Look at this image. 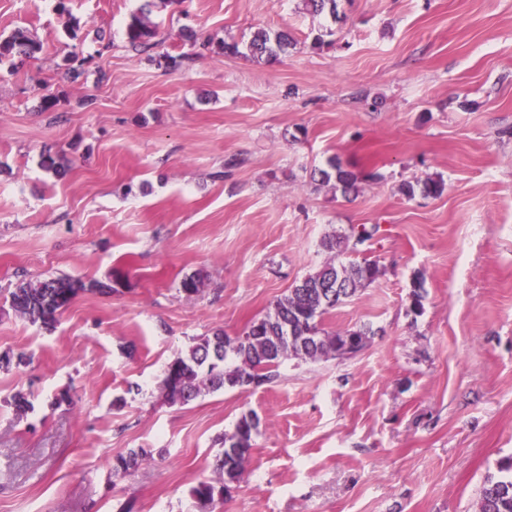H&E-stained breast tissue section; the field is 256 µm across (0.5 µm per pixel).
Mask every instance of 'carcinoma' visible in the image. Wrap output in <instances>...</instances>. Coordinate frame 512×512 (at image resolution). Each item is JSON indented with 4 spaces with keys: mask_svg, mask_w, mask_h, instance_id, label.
<instances>
[{
    "mask_svg": "<svg viewBox=\"0 0 512 512\" xmlns=\"http://www.w3.org/2000/svg\"><path fill=\"white\" fill-rule=\"evenodd\" d=\"M174 0H146V4L130 15L125 26L127 43L133 48L147 50L153 47L154 25L149 21L150 7L167 5ZM292 45V37L285 31L271 33L256 30L245 46L210 38L202 48L227 57H245L255 61L270 60L284 53ZM39 45L24 30L18 29L5 38L0 37V62L18 57H32ZM333 172H322V180H335L343 194L356 191L358 176L340 162L331 163ZM445 191L441 179L428 178L416 184L407 183L400 192L411 198L415 193L436 198ZM376 224H360L348 233L336 232L324 238L322 245L329 252H346L361 256L346 263L330 260L320 268L297 281L288 293L279 298L263 317L251 321L244 334L228 336L217 330L202 336L188 352L168 364L164 375L178 371L180 395L163 392L172 404L186 405L191 401L225 388H257L272 379L275 368L294 359L313 362L334 359L339 345L348 338L356 339L366 347L377 331L368 325L328 333L320 329L323 315L353 298L362 289L384 275V269L375 260L363 256L362 246L378 232ZM123 281L114 277L109 282H83L66 276L23 280L10 292V306L31 323L51 330L59 315L83 292L112 294L119 292ZM12 405L22 416L32 409L30 393L20 389L12 395ZM259 418L253 412L244 413L234 429L224 434V452L214 464L222 477L220 484L203 478L193 486L191 494L199 512H212L215 497L224 486L239 482L245 473V464L251 449L238 448L233 440L243 435L252 440L259 430ZM151 459L145 448L130 451L115 458L112 473L131 475L142 462ZM478 512H512V463L500 469L499 476L485 479L480 491Z\"/></svg>",
    "mask_w": 512,
    "mask_h": 512,
    "instance_id": "obj_1",
    "label": "carcinoma"
}]
</instances>
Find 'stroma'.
<instances>
[{
    "label": "stroma",
    "instance_id": "stroma-1",
    "mask_svg": "<svg viewBox=\"0 0 512 512\" xmlns=\"http://www.w3.org/2000/svg\"><path fill=\"white\" fill-rule=\"evenodd\" d=\"M140 4L0 0V35L41 45L0 62V353L29 359L0 369V512H197L192 487L249 411L247 474L214 512H476L512 461V0H337L334 19L303 0H174L148 51L124 34ZM261 27L295 47L267 63L197 45ZM335 157L357 193L313 180ZM428 178L442 196L399 191ZM358 224L378 225L366 254L385 274L322 326L379 328L366 349L165 402L170 361L241 334ZM117 274L125 288L80 294L49 332L10 306L23 279ZM137 448L152 461L113 476Z\"/></svg>",
    "mask_w": 512,
    "mask_h": 512
}]
</instances>
